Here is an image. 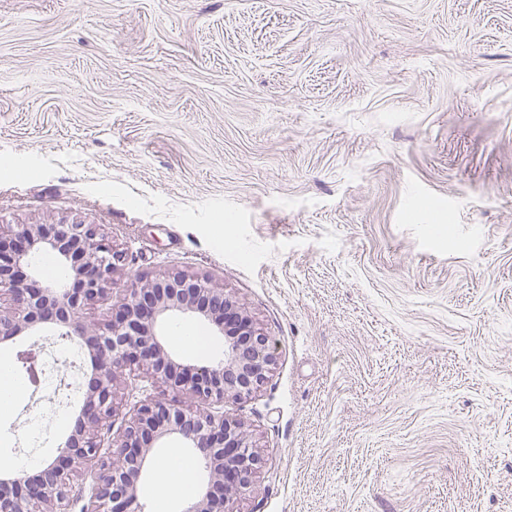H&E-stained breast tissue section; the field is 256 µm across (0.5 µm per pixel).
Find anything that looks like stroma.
Here are the masks:
<instances>
[{
  "label": "stroma",
  "instance_id": "obj_1",
  "mask_svg": "<svg viewBox=\"0 0 512 512\" xmlns=\"http://www.w3.org/2000/svg\"><path fill=\"white\" fill-rule=\"evenodd\" d=\"M62 220L127 258L88 321L198 273L275 342L236 512H512V0H0V223Z\"/></svg>",
  "mask_w": 512,
  "mask_h": 512
}]
</instances>
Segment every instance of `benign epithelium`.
<instances>
[{"label":"benign epithelium","instance_id":"7a95c632","mask_svg":"<svg viewBox=\"0 0 512 512\" xmlns=\"http://www.w3.org/2000/svg\"><path fill=\"white\" fill-rule=\"evenodd\" d=\"M40 253L61 262L70 281L26 284L20 269ZM124 267L123 253L94 224H9L0 232V342L50 327L83 346L91 364L74 433L39 472L0 479V512H68L77 499L82 512H143L141 477L153 467L154 444L171 437L193 449L208 473L187 512H234L236 496L250 486L260 456L242 424L212 408L261 387L276 360L269 338L224 288L182 272L139 278L107 322L83 320L82 309L106 299ZM180 318L203 319L223 336L224 362H183L166 336ZM125 374L151 378L172 397L143 400L113 440L114 455L102 459L104 433L123 409L117 386ZM96 460L92 484L75 485Z\"/></svg>","mask_w":512,"mask_h":512}]
</instances>
